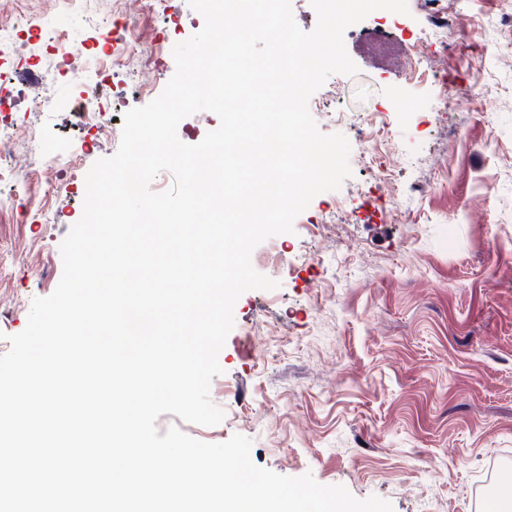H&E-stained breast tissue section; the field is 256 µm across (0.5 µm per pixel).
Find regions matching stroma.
<instances>
[{"label":"stroma","mask_w":512,"mask_h":512,"mask_svg":"<svg viewBox=\"0 0 512 512\" xmlns=\"http://www.w3.org/2000/svg\"><path fill=\"white\" fill-rule=\"evenodd\" d=\"M407 5L348 27L357 73L310 98L320 131L347 137L351 174L254 249V269L279 286L235 303L210 386L223 421L166 413L156 426L209 443L243 435L256 466L393 512H487L512 472V0ZM117 14L142 41L102 53ZM29 18L52 27L0 46V94L17 99L0 121L20 137V172L48 149L59 161L21 191L0 184L14 198L0 210V354L58 285L85 177L117 151L123 114L162 92L175 44L204 24L188 0H0V24ZM54 31L67 35L63 71ZM89 84L102 111L83 125ZM47 93L51 109L32 111Z\"/></svg>","instance_id":"1"}]
</instances>
